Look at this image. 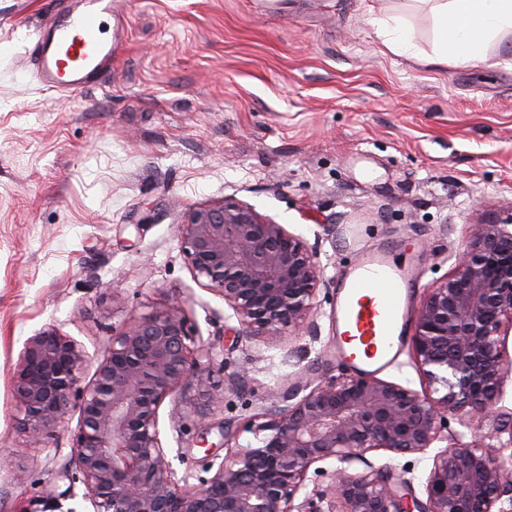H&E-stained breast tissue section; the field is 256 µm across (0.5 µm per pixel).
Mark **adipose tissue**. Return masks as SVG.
Listing matches in <instances>:
<instances>
[{"mask_svg":"<svg viewBox=\"0 0 512 512\" xmlns=\"http://www.w3.org/2000/svg\"><path fill=\"white\" fill-rule=\"evenodd\" d=\"M433 20L432 60L469 64L485 61V47L512 34V0H413Z\"/></svg>","mask_w":512,"mask_h":512,"instance_id":"1","label":"adipose tissue"}]
</instances>
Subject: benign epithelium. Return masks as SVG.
<instances>
[{
  "instance_id": "1",
  "label": "benign epithelium",
  "mask_w": 512,
  "mask_h": 512,
  "mask_svg": "<svg viewBox=\"0 0 512 512\" xmlns=\"http://www.w3.org/2000/svg\"><path fill=\"white\" fill-rule=\"evenodd\" d=\"M178 235L194 280L237 318L235 335L267 344L316 335L323 273L302 238L232 197L190 208ZM509 327L512 204L473 225L470 248L417 311L412 355L424 391L366 373L341 371L317 383L300 374L284 404L248 420L256 444L240 446L230 424L218 427L215 442L213 427L202 429L200 475L177 476L159 429L165 401L171 416L186 406L203 422L214 399L200 369L211 352L197 343L181 303L112 336L86 385L87 354L75 341L54 329L30 337L13 388L36 445L78 409L75 470L59 473L69 481L61 496L76 497L74 484L82 481L91 512H512V470L502 459L512 432L503 443L498 427L433 456L424 502L390 468L345 467L380 450L425 454L450 416L497 420L502 385L512 376L502 339ZM327 459L340 463L331 483L299 498L311 467Z\"/></svg>"
}]
</instances>
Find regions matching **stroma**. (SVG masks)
Instances as JSON below:
<instances>
[{
    "label": "stroma",
    "mask_w": 512,
    "mask_h": 512,
    "mask_svg": "<svg viewBox=\"0 0 512 512\" xmlns=\"http://www.w3.org/2000/svg\"><path fill=\"white\" fill-rule=\"evenodd\" d=\"M64 0H0V512H42L67 484L77 415L33 445L12 388L24 344L54 327L88 355L113 333L184 303L223 354L212 420L239 427L279 401L296 372L323 376L336 283L377 245L421 264L411 310L449 275L471 226L512 200V47L487 64H429L382 42L389 0H116L115 51L100 86L63 100L33 48ZM233 196L319 252L318 338L232 341L223 301L193 280L177 226ZM126 296L112 304L113 289ZM244 373L241 387L228 374ZM192 415L163 419L177 472H199ZM431 454L370 453L424 498Z\"/></svg>",
    "instance_id": "35a3bbf8"
}]
</instances>
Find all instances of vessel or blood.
I'll list each match as a JSON object with an SVG mask.
<instances>
[{"label":"vessel or blood","mask_w":512,"mask_h":512,"mask_svg":"<svg viewBox=\"0 0 512 512\" xmlns=\"http://www.w3.org/2000/svg\"><path fill=\"white\" fill-rule=\"evenodd\" d=\"M113 0H68L44 26L35 53L43 86L70 97L97 82L112 66V41L104 25ZM412 260L396 261L393 251L362 252L339 284L332 352L379 368L396 356L406 330Z\"/></svg>","instance_id":"vessel-or-blood-1"}]
</instances>
